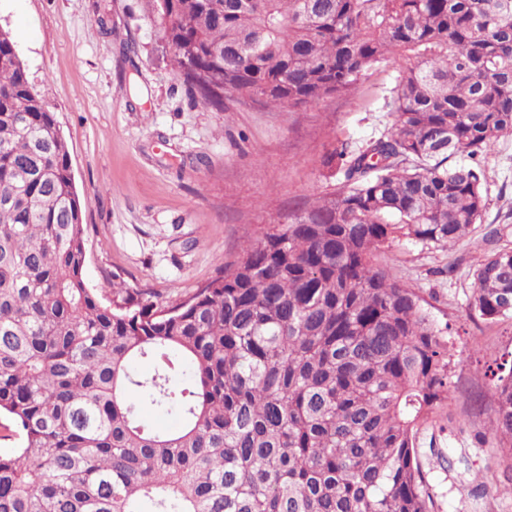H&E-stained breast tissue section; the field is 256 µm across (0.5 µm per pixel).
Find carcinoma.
I'll return each instance as SVG.
<instances>
[{"mask_svg":"<svg viewBox=\"0 0 512 512\" xmlns=\"http://www.w3.org/2000/svg\"><path fill=\"white\" fill-rule=\"evenodd\" d=\"M176 66L213 103L294 107L396 73L391 131L333 149L343 185L173 307L88 288L60 126L0 29V512H428L414 429L448 398V346L372 258L452 247L512 133V0H157ZM471 308L512 316V249ZM137 358L154 372L131 371ZM186 377L183 386L173 381ZM181 425L154 431L145 408ZM493 447L512 452V368Z\"/></svg>","mask_w":512,"mask_h":512,"instance_id":"obj_1","label":"carcinoma"}]
</instances>
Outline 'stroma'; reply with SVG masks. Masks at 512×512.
<instances>
[{
    "label": "stroma",
    "instance_id": "stroma-1",
    "mask_svg": "<svg viewBox=\"0 0 512 512\" xmlns=\"http://www.w3.org/2000/svg\"><path fill=\"white\" fill-rule=\"evenodd\" d=\"M30 83L67 143L85 225L88 286L133 288L165 307L188 298L303 204L341 187L325 163L394 122L396 73L282 109L208 102L174 62L152 0H0ZM486 208L455 247L394 239L373 257L415 290L451 352L448 399L415 432L430 512H512V465L485 442L512 319L470 308L473 272L512 248V135L479 153Z\"/></svg>",
    "mask_w": 512,
    "mask_h": 512
}]
</instances>
